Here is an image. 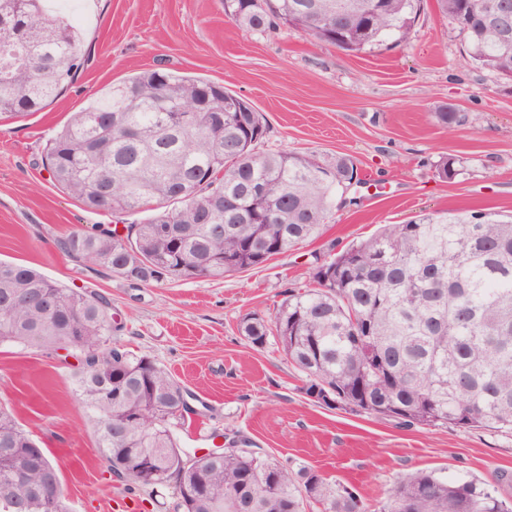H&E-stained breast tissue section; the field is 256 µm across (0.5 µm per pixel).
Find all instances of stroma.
<instances>
[{
	"mask_svg": "<svg viewBox=\"0 0 512 512\" xmlns=\"http://www.w3.org/2000/svg\"><path fill=\"white\" fill-rule=\"evenodd\" d=\"M83 34L86 62L42 111L0 120V258L30 265L61 285L112 302V341L145 354L188 392L194 410L177 426L181 448H210L216 435L246 442L292 467L306 465L354 486L370 512L407 473L489 481L512 473V440L479 430L403 429L365 413L309 401L277 346L256 348L242 316H273L309 267L381 225L426 212L512 213V81L467 65L468 42L435 0H425L409 42L352 53L288 27L262 35L224 15L223 0H55ZM166 68L223 84L263 112L258 151L346 154L360 182L327 215L321 235L264 266L224 278L165 280L132 288L58 242L110 214L60 191L43 165L48 140L95 92L139 72ZM452 104L463 125L433 114ZM453 155L464 171L439 178ZM75 355L0 347V403L61 466L71 512H175L174 482L142 485L111 475L76 400Z\"/></svg>",
	"mask_w": 512,
	"mask_h": 512,
	"instance_id": "35a3bbf8",
	"label": "stroma"
}]
</instances>
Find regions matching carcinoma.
<instances>
[{
    "instance_id": "1",
    "label": "carcinoma",
    "mask_w": 512,
    "mask_h": 512,
    "mask_svg": "<svg viewBox=\"0 0 512 512\" xmlns=\"http://www.w3.org/2000/svg\"><path fill=\"white\" fill-rule=\"evenodd\" d=\"M445 18L467 16L469 59L512 80V40L487 4L437 0ZM422 0H224V15L251 31L288 26L362 52L411 38ZM0 29V118L41 111L75 80L85 54L75 27L27 0ZM224 86L168 71H143L92 95L49 140L45 163L56 186L91 211L118 218L148 208L124 240L102 225L78 229L63 250L133 287L164 279L224 277L258 268L269 243L283 254L316 237L354 179L343 154L260 153L262 113ZM450 128L464 117L434 113ZM456 179L463 162L436 165ZM314 286L292 287L275 315L249 313L240 332L253 346L274 343L303 376L306 397L328 408L388 418L402 428L451 426L512 439V218L424 214L388 224L318 263ZM55 299L54 312L38 298ZM110 301L65 288L37 270L0 259V345L73 350L77 396L92 414L99 453L118 474L143 481L141 459L174 480L183 512H224L240 495L245 512H368L356 489L317 470H293L270 454L238 448L201 460L179 447L174 428L187 407L170 373L147 355L112 343ZM328 393L334 403L320 400ZM47 450L0 407V512H70L59 488L36 495ZM493 482L448 483L435 472L402 478L379 512H512Z\"/></svg>"
}]
</instances>
